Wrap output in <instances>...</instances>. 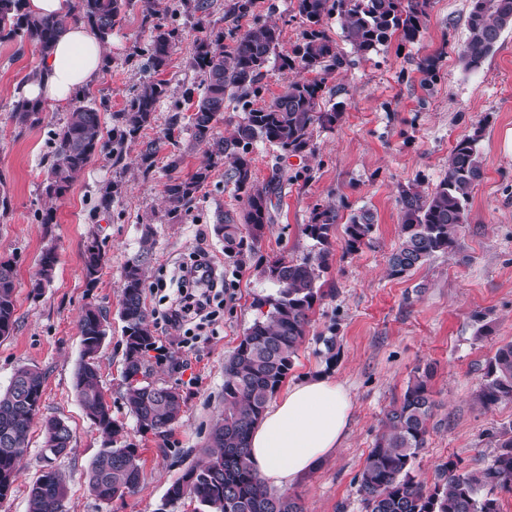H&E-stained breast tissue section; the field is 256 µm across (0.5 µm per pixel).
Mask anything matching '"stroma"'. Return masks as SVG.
Returning a JSON list of instances; mask_svg holds the SVG:
<instances>
[{"instance_id": "1", "label": "stroma", "mask_w": 512, "mask_h": 512, "mask_svg": "<svg viewBox=\"0 0 512 512\" xmlns=\"http://www.w3.org/2000/svg\"><path fill=\"white\" fill-rule=\"evenodd\" d=\"M234 0H210L206 16L184 0H162L158 22L174 28L176 37L166 66L152 73L146 66L150 30L140 0H131L121 27L106 45L110 60L103 75L82 95L111 128L113 113L122 111L142 80L159 77L167 95L151 127L128 142L121 163L99 155L79 172L58 200L44 191L45 157L53 131L65 109L48 107L40 126L17 132L10 119L42 57L32 44L0 43V197L8 200L0 213V260L16 270V325L0 338V391L22 365L45 375L41 417L63 419L72 432L67 455L56 462L68 487L67 512H199L189 498L166 504L169 485L203 460L211 426L224 412V360L252 323L256 297L273 293L259 265L277 256L301 260L314 249L303 233L317 207H333L332 259L324 277L325 296L311 315L289 383L327 375L342 383L353 399L344 444L308 478L293 486L304 512H361L355 477L362 469L381 422L404 392L414 369L431 366L436 406L428 424L425 448L415 461L424 483L433 484L448 461L460 470L477 472L491 460L490 433L512 423V404L485 408L474 400L488 359L496 348L512 342V30L505 31L483 68L464 71L455 52L467 34L469 0H431L426 31L418 44L399 39L369 59L353 54L339 25L328 19L347 63L323 86L322 110L343 117L334 128L314 131L313 152L281 158L270 145L255 143L252 169L258 183L275 181L272 222L259 253L238 266L224 255V243L213 232L218 213H242L229 166L212 170L181 222L164 219V185L171 155L182 158L180 176L195 173L207 162L194 145L185 118L202 92L199 74L190 65L198 38L248 28L251 20L273 23L281 30V51L301 38L303 25L297 0H256L253 19L236 17ZM442 53L439 78L423 82L420 59ZM181 114L170 126L173 114ZM477 136L485 177L476 186L467 217L458 231V249L437 254L420 268L390 276L388 258L398 247V203L401 189L433 190L448 174V157L457 140ZM158 139L162 147L152 168L140 164L142 144ZM119 180L125 192L110 212L98 209L101 186ZM56 221L41 222L47 208ZM372 210L377 217L373 238L346 253L345 224L352 213ZM153 232L152 258L144 283V301L164 363L154 365L155 380L179 387L186 396L182 416L167 437L139 433L124 392V334L118 316L124 266L139 253L144 227ZM98 243L107 255L99 280L88 286L84 254ZM58 256L52 282L34 295L43 251ZM213 263L224 273V294L212 303L214 315L204 324L176 331L163 319L191 260ZM109 313L108 334L97 357L99 381L112 409L140 453L142 477L135 494L111 501L98 499L88 482V467L103 437L87 418L74 389L81 357L78 323L86 304ZM490 333L478 338L480 324ZM334 335L333 351L324 336ZM43 437L32 427L29 448L20 462L21 476L0 500V512H28V492L40 475Z\"/></svg>"}]
</instances>
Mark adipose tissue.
Listing matches in <instances>:
<instances>
[{"label":"adipose tissue","instance_id":"adipose-tissue-1","mask_svg":"<svg viewBox=\"0 0 512 512\" xmlns=\"http://www.w3.org/2000/svg\"><path fill=\"white\" fill-rule=\"evenodd\" d=\"M108 62L96 32L82 24L64 27L28 85L31 99L68 106L102 74ZM352 403L335 380L306 378L289 386L266 408L250 438V461L268 486L285 491L340 448Z\"/></svg>","mask_w":512,"mask_h":512}]
</instances>
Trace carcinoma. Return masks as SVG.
I'll return each instance as SVG.
<instances>
[{
    "mask_svg": "<svg viewBox=\"0 0 512 512\" xmlns=\"http://www.w3.org/2000/svg\"><path fill=\"white\" fill-rule=\"evenodd\" d=\"M129 0H76L70 20L94 29L105 44L122 23ZM145 22L150 24L148 67L155 72L165 65L173 48L175 31L154 22L156 0H141ZM430 0H298V12L306 28L302 41L288 54L277 52L281 32L270 23L256 22L233 37L224 49V34L198 39L190 65L202 76V95L190 117L194 144L209 156V166L188 178L176 174L164 188L165 216L180 221L193 206L197 193L209 178L210 168L229 162L234 192L243 202L242 218L222 213L214 233L224 241V255L243 265L260 249L272 216L270 186H259L249 158L254 143L276 147L283 156L314 151L315 127L331 128L342 113L319 109V93L325 76L345 63L344 55L325 28L336 18L342 37L361 59L367 58L395 36L405 44L419 41L426 28ZM66 20L36 18L25 9V0H0V42H29L47 55ZM512 27V0H470L468 36L457 49L464 70H480L502 33ZM442 53L420 60L426 81L437 78ZM298 77L287 82L269 104L253 108L271 60ZM166 83L148 80L122 112L112 115V129L103 132L100 113L79 104L66 115L54 133L46 174V193L59 199L74 177L97 155L122 159L125 144L153 123L157 104L165 96ZM242 105L244 117L230 138L214 134L215 122L227 104ZM46 106L21 97L13 104L10 118L21 131L44 120ZM161 141L150 140L140 152L143 166H153ZM484 177L476 137H465L452 148L448 175L433 191L411 188L400 191V243L388 259V271L401 277L438 253H451L458 246L457 234L465 221L471 192ZM123 184L107 183L100 189L99 205L108 211L121 197ZM338 220L331 207L315 209L304 234L317 251L300 261L277 258L260 269V275L275 286V293L256 299L257 318L247 327L233 353L224 362V414L212 426L206 458L188 468L166 492V501L185 497L196 500L202 512H303L300 497L271 490L253 470L249 437L268 403L280 390L294 366L317 302L325 297L321 280L330 268L331 231ZM376 216L361 209L346 224L345 249L354 253L369 242ZM153 249L150 227H145L138 256L122 274L120 318L125 323V368L123 398L140 432L163 436L179 422L185 397L176 387L151 380L150 352L156 341L143 301L146 268ZM88 286L94 287L106 263L100 246L85 253ZM55 248L41 255L39 279L33 291L40 292L54 278ZM15 269L0 260V337L15 328ZM109 327L108 312L88 305L79 320L83 346L76 372L75 389L86 416L105 437L89 465V486L103 501L131 494L139 487L142 464L135 444L123 441V427L112 419L111 406L102 392L97 353ZM432 370L416 367L399 400L387 410L382 431L356 477L363 512H500L497 489L512 490V424L491 433L494 453L490 464L478 474L459 471L450 461L433 486L418 479L414 462L426 443L428 423L435 408L430 389ZM44 375L36 368L19 367L9 387L0 392V500L11 493L17 481L21 458L29 447V434L40 410ZM484 406L512 403V342L499 346L489 359L484 379L476 392ZM43 448L47 464L29 489L28 512H65L67 487L52 461L66 453L72 434L56 417L42 420Z\"/></svg>",
    "mask_w": 512,
    "mask_h": 512,
    "instance_id": "1",
    "label": "carcinoma"
}]
</instances>
